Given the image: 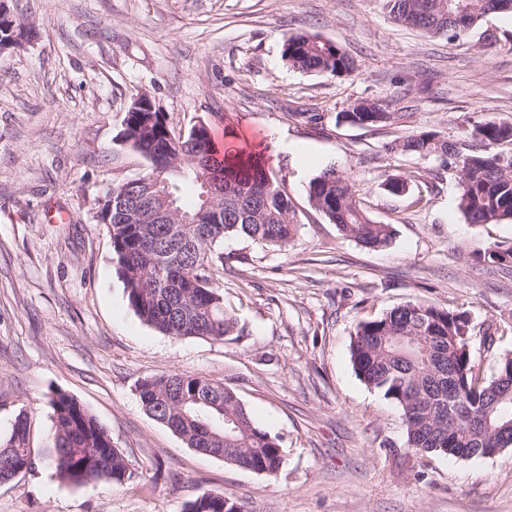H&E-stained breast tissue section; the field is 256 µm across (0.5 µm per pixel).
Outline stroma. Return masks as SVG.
<instances>
[{"mask_svg":"<svg viewBox=\"0 0 512 512\" xmlns=\"http://www.w3.org/2000/svg\"><path fill=\"white\" fill-rule=\"evenodd\" d=\"M40 29L0 52V438L19 412L32 446L52 442V392L76 397L133 473L122 485L61 482L52 466L0 483V512H184L202 491L249 512H512V447L485 458L408 453L401 410L356 376L360 321L409 301L512 320V270L480 258L512 243V221L470 224L458 179L391 151L435 130L472 150L464 127L512 120V13L484 17L455 44L409 30L379 0H9ZM308 32L355 62L352 76L306 74L282 56ZM149 94L175 130L203 122L223 142L262 144L298 230L285 247L225 238L218 280L238 336L175 338L142 323L99 215L112 185L146 160L121 139ZM400 123L343 122L350 101ZM348 176L391 245L345 237L308 198L327 167ZM408 178L422 201L388 191ZM187 372L233 388L255 426L281 439L267 477L187 448L142 408L143 377Z\"/></svg>","mask_w":512,"mask_h":512,"instance_id":"stroma-1","label":"stroma"}]
</instances>
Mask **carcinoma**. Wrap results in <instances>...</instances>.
<instances>
[{"label":"carcinoma","instance_id":"obj_1","mask_svg":"<svg viewBox=\"0 0 512 512\" xmlns=\"http://www.w3.org/2000/svg\"><path fill=\"white\" fill-rule=\"evenodd\" d=\"M382 9L401 25L433 38L455 41L494 11L495 0H381ZM288 64L305 73L349 76L354 62L317 34H297L283 44ZM357 127H384L395 112L365 99L341 113ZM121 137L147 161L145 171L107 191L112 207L109 233L117 272L128 305L146 325L172 337L222 341L237 333L224 310L216 272L224 268L220 245L229 236L284 246L293 238L295 212L285 187L274 179L259 153L219 158L209 126L175 134L163 112H125ZM466 137L482 150L464 153L439 132L421 131L390 150L432 158L459 178V209L471 224L512 220V154L495 151L512 143V122L489 120L472 125ZM183 183L197 188L194 204L178 205ZM309 202L346 237L379 250L390 245L393 228L373 220L356 197L349 178L330 167L309 186ZM171 208L170 224H157L152 212ZM483 258L512 267V244H497ZM473 327L465 312L415 301L360 323L351 342L359 379L378 390L402 412L415 470L424 457L460 459L485 456L488 448L512 445V354L499 358L487 377L471 348ZM144 410L167 426L189 448H222L224 463L275 475L284 458L276 437L256 427L234 389L185 372L138 380ZM53 443L42 460L59 479L121 484L130 478L124 454L110 430L76 398L55 392ZM35 465L31 423L18 415L10 435L0 439V482ZM185 512H245L236 501L201 492Z\"/></svg>","mask_w":512,"mask_h":512}]
</instances>
